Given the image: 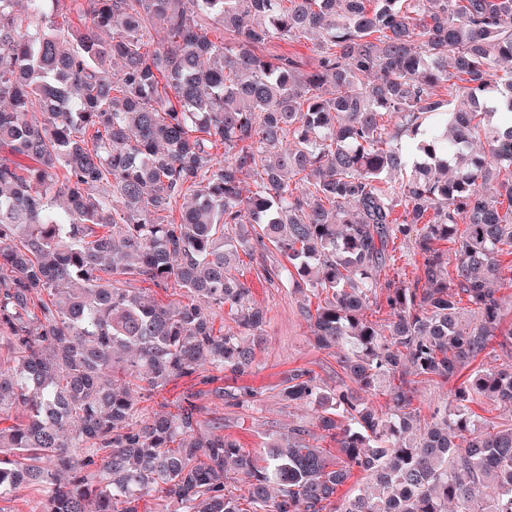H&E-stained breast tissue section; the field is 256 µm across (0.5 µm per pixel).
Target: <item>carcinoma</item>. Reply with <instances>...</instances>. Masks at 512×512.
Returning a JSON list of instances; mask_svg holds the SVG:
<instances>
[{
	"instance_id": "1",
	"label": "carcinoma",
	"mask_w": 512,
	"mask_h": 512,
	"mask_svg": "<svg viewBox=\"0 0 512 512\" xmlns=\"http://www.w3.org/2000/svg\"><path fill=\"white\" fill-rule=\"evenodd\" d=\"M17 2L0 0V148L33 165L0 157V414L22 412L0 417V503L35 488L38 512H147L153 492L173 512H512V427L475 426L469 407H512V178L494 180L512 167V77L492 78L512 64V0ZM312 33L310 70L258 53ZM412 237L422 276L388 280L382 303L389 245ZM256 245L286 259L264 279L318 299L317 345L390 398L379 412L293 369L282 397L322 434L291 427L259 458L204 429L193 393L140 408L184 378L229 406L256 397L220 385L263 340L238 271ZM215 307L231 324L214 327ZM461 375L421 423L415 378ZM356 471L372 489L336 501Z\"/></svg>"
}]
</instances>
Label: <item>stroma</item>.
Returning <instances> with one entry per match:
<instances>
[{
	"mask_svg": "<svg viewBox=\"0 0 512 512\" xmlns=\"http://www.w3.org/2000/svg\"><path fill=\"white\" fill-rule=\"evenodd\" d=\"M281 260L275 250H256L253 257L244 259L239 271L252 289V299L266 313L265 341L257 349L250 372L238 378H225L233 387L256 390L255 401L230 407L210 396L197 401L204 420H221L223 433L236 439L243 448L258 453L269 434L287 430L289 425H312L310 410L288 405L281 396L289 370L305 367L312 370L325 387L338 385L343 371L335 353L318 348L309 332L303 309L307 302L293 285L267 283L259 279L263 268L276 266Z\"/></svg>",
	"mask_w": 512,
	"mask_h": 512,
	"instance_id": "35a3bbf8",
	"label": "stroma"
}]
</instances>
